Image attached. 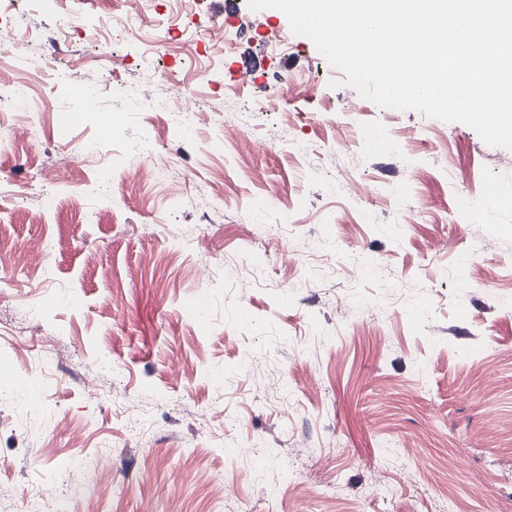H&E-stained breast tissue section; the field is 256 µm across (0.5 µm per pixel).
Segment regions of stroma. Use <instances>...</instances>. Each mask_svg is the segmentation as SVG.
<instances>
[{"mask_svg": "<svg viewBox=\"0 0 512 512\" xmlns=\"http://www.w3.org/2000/svg\"><path fill=\"white\" fill-rule=\"evenodd\" d=\"M220 3L20 0L30 54L68 80L20 73L47 102L25 132L0 99V230L18 256L62 246L38 276L0 272V512H221L231 484L240 512H512V151L330 87L284 13L241 5L243 28ZM141 11L164 27L78 35ZM219 27L224 53L190 40ZM147 83L214 121L183 140L141 111ZM87 84L95 108L60 139ZM107 118L145 151L81 224L70 199L113 142L81 146ZM333 141L322 170L294 150ZM173 188L220 194L217 212L171 207ZM464 194L499 203L465 212ZM100 454L98 476L71 467Z\"/></svg>", "mask_w": 512, "mask_h": 512, "instance_id": "obj_1", "label": "stroma"}]
</instances>
